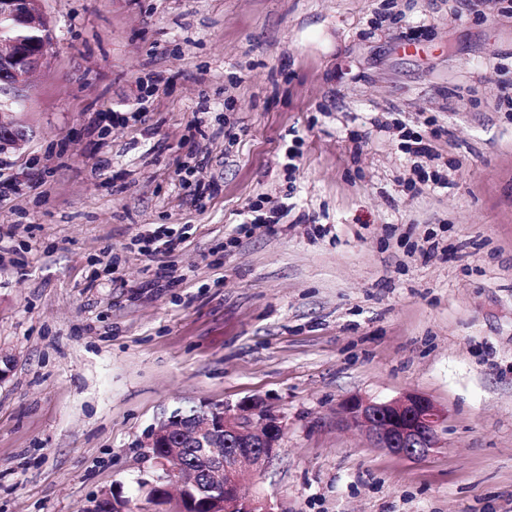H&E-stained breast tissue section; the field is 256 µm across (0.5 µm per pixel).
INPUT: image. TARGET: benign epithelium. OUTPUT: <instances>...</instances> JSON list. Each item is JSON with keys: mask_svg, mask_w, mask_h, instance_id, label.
I'll return each mask as SVG.
<instances>
[{"mask_svg": "<svg viewBox=\"0 0 512 512\" xmlns=\"http://www.w3.org/2000/svg\"><path fill=\"white\" fill-rule=\"evenodd\" d=\"M43 0H0V23L24 28L28 35L0 39V155L19 150L29 141L26 126L11 119L8 108L23 96L29 77L48 62L54 31L42 8ZM348 425L362 430L373 447L406 459L421 458L439 447V430L448 410L432 399L408 392L390 400L355 396L342 406ZM285 425L282 417L261 398L236 404H213L186 413L178 408L151 428L143 441L150 449L155 473L141 481L154 500L175 486L178 512L196 505L194 491L206 493L208 512H245L251 499L245 493V477L258 478L278 456ZM174 434L190 438L196 470L221 483L203 487L185 483L184 466L159 454Z\"/></svg>", "mask_w": 512, "mask_h": 512, "instance_id": "obj_1", "label": "benign epithelium"}]
</instances>
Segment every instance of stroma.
<instances>
[{
	"label": "stroma",
	"mask_w": 512,
	"mask_h": 512,
	"mask_svg": "<svg viewBox=\"0 0 512 512\" xmlns=\"http://www.w3.org/2000/svg\"><path fill=\"white\" fill-rule=\"evenodd\" d=\"M43 7L0 156V512H173L147 431L253 396L285 424L246 483L270 512H512V0ZM409 129L443 184L408 188ZM263 194L287 214L239 231ZM408 392L448 410L420 460L342 422Z\"/></svg>",
	"instance_id": "stroma-1"
}]
</instances>
